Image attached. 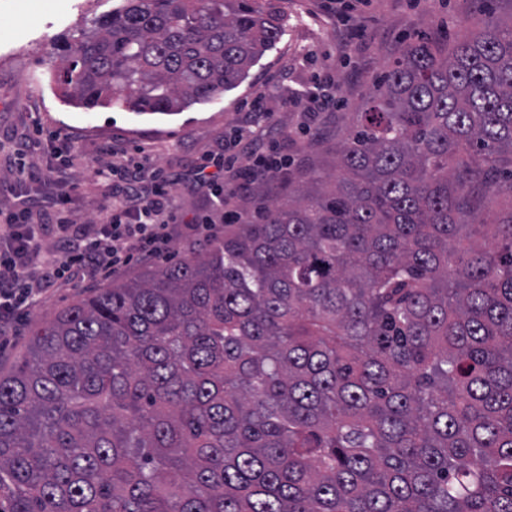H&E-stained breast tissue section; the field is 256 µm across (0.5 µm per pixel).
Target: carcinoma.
<instances>
[{
	"label": "carcinoma",
	"instance_id": "obj_1",
	"mask_svg": "<svg viewBox=\"0 0 512 512\" xmlns=\"http://www.w3.org/2000/svg\"><path fill=\"white\" fill-rule=\"evenodd\" d=\"M282 35L272 0H116L53 81L171 115ZM0 512H512V20L406 44L331 172L35 324Z\"/></svg>",
	"mask_w": 512,
	"mask_h": 512
}]
</instances>
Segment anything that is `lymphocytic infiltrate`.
<instances>
[{"label": "lymphocytic infiltrate", "mask_w": 512, "mask_h": 512, "mask_svg": "<svg viewBox=\"0 0 512 512\" xmlns=\"http://www.w3.org/2000/svg\"><path fill=\"white\" fill-rule=\"evenodd\" d=\"M262 98H254L238 125L233 142L244 145L247 160L234 149L211 152L196 167L193 182L209 189L213 212L179 219L173 208V179L152 161L127 167L112 160L95 170L107 199L94 224H72L64 205L73 188L68 174L50 168L46 174L57 188L56 228L64 241L62 251L44 249L48 225L31 221L32 203L16 196L8 223L0 224V331L22 319L38 305L47 289L65 279L98 280L120 272L132 262L160 256L171 238L172 225H181L190 237H210L214 216L223 214L226 195L246 188L256 177L277 178L288 169L287 156L276 146H264L256 129L264 116Z\"/></svg>", "instance_id": "f902f5d3"}]
</instances>
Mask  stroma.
Returning <instances> with one entry per match:
<instances>
[{
	"label": "stroma",
	"mask_w": 512,
	"mask_h": 512,
	"mask_svg": "<svg viewBox=\"0 0 512 512\" xmlns=\"http://www.w3.org/2000/svg\"><path fill=\"white\" fill-rule=\"evenodd\" d=\"M112 4L0 0V208L13 201L10 188L19 168L46 169L60 134L71 142L69 211L75 223H94L104 202L94 170L105 149H116L132 162L144 155L166 172L185 173L220 146L246 103L259 95L269 112L261 121L265 134L293 158L295 170L330 171L359 104L404 43L435 36L448 19L454 23L451 35L468 32L487 8L500 19L512 18V0H373L363 14L359 40L342 50L336 18L323 12V0H273L284 35L252 67L247 80L219 100L171 116L67 105L50 82L61 64L57 44L78 36L84 18L111 10ZM317 77L335 81L342 106L322 113L319 137L293 138L300 114L291 97ZM92 291V286L70 280L44 294L29 319L0 336V372L9 371L25 354L36 320L53 317Z\"/></svg>",
	"instance_id": "1"
}]
</instances>
